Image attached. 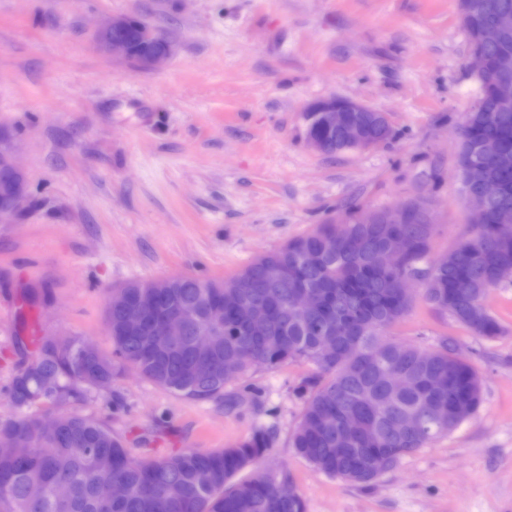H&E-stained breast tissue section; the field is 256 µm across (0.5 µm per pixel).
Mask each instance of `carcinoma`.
I'll return each mask as SVG.
<instances>
[{"label": "carcinoma", "instance_id": "obj_1", "mask_svg": "<svg viewBox=\"0 0 512 512\" xmlns=\"http://www.w3.org/2000/svg\"><path fill=\"white\" fill-rule=\"evenodd\" d=\"M471 5L464 31L468 41L492 14L512 12V0H458ZM483 109L468 112L459 130L457 170L472 160L484 166L494 186L485 209L472 216L473 234L443 255L440 266L422 265L432 237L426 211L407 204L403 224H379L382 212L352 207L351 223L341 233L336 225L315 231L254 257L237 277L240 291L225 292L216 279L172 277L160 289L162 308L144 316L147 326L130 334L127 305L112 309L107 321L112 351L85 340L71 339L58 350L52 341L40 347L37 361L23 378H13L12 406L27 413L0 417V433L17 438L16 448L0 456V512H306V504L286 474L266 485H254L241 473L268 451L269 437L255 435L235 448L210 452L185 449L162 459H133L105 424L64 411L54 434L39 432L40 415L30 411L37 400L82 399L96 388L92 375L110 379L129 369L162 389L189 399L224 394V360L238 359L240 371L274 368L288 360H306L316 367L307 380L309 396L291 447L316 471L344 482L369 485L405 457L447 435L473 416L482 404V382L471 364L454 355V342L443 338L423 350L390 342L384 332L410 309L413 297L399 295V275L424 282L423 297L473 334L493 337L498 323L484 300L498 287L496 271L512 266V238L497 234L503 214H512V169L498 157L512 154V108L497 104L492 73L478 78ZM347 124L362 128L365 138L391 137L383 112H349ZM325 153L351 149L345 129L319 132ZM404 236L410 251L393 270L375 262L378 251ZM306 287L315 307L299 313L289 305L291 293ZM265 310L268 324L257 330L238 319L240 304ZM171 310L188 314L181 343L170 347L161 321ZM208 329L212 348L202 353L196 333ZM332 342L348 357L322 358L318 347ZM395 373L406 376L403 389L391 386ZM404 430L394 424L408 416ZM118 480L127 494L108 506L96 494V482ZM64 483L69 495L54 496Z\"/></svg>", "mask_w": 512, "mask_h": 512}]
</instances>
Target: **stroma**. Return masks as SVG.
<instances>
[{
  "instance_id": "stroma-1",
  "label": "stroma",
  "mask_w": 512,
  "mask_h": 512,
  "mask_svg": "<svg viewBox=\"0 0 512 512\" xmlns=\"http://www.w3.org/2000/svg\"><path fill=\"white\" fill-rule=\"evenodd\" d=\"M134 14L176 44L160 68L117 63L101 25ZM478 83L457 0H0V126L29 198L0 224V416L42 336L111 344L105 306L131 280L233 278L251 259L342 216L417 201L431 257L469 230L456 140ZM384 112L392 136L333 156L306 144L308 105ZM497 336L415 298L387 339L452 340L482 378L479 411L367 486L316 472L289 442L314 366L254 367L219 399L175 396L134 372L67 410L109 426L133 458L209 452L271 432L267 469L307 512H512V281L489 291Z\"/></svg>"
}]
</instances>
